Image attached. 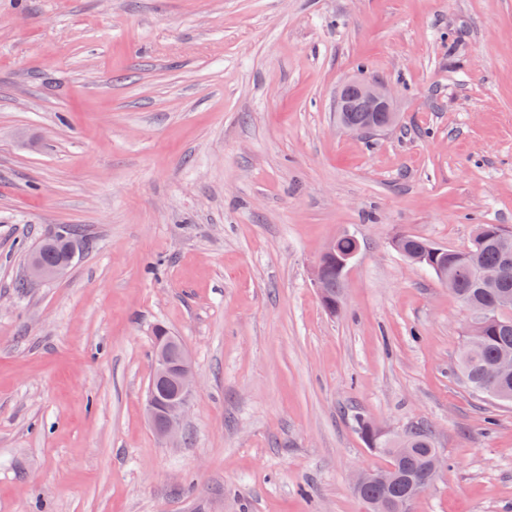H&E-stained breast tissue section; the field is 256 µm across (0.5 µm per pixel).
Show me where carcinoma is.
<instances>
[{
	"label": "carcinoma",
	"instance_id": "obj_1",
	"mask_svg": "<svg viewBox=\"0 0 512 512\" xmlns=\"http://www.w3.org/2000/svg\"><path fill=\"white\" fill-rule=\"evenodd\" d=\"M76 238V228L70 226L49 235L51 243L40 254L41 260L48 264L62 260L67 254L66 242ZM400 240L407 249L424 257L431 249L440 251L435 263L424 261L420 266L435 275L440 270H448L454 278L451 293L465 310H492L491 318L481 323L479 335L462 340L458 363L462 377L473 392L498 403L512 402V373L490 375L501 352L512 350V228L504 224H479L465 250L442 247L409 235ZM491 265L504 268L501 281L493 288L484 286L472 275V271ZM328 277L331 288L322 305L331 313L342 302L344 282L334 264L328 266ZM357 424L366 445L385 455L395 473V482L391 485L372 483L356 492L367 512H395L411 483L435 482L429 467L435 443L425 426L386 438L377 436L372 423L362 417L357 418Z\"/></svg>",
	"mask_w": 512,
	"mask_h": 512
}]
</instances>
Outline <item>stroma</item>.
Masks as SVG:
<instances>
[{
    "mask_svg": "<svg viewBox=\"0 0 512 512\" xmlns=\"http://www.w3.org/2000/svg\"><path fill=\"white\" fill-rule=\"evenodd\" d=\"M355 76L393 128L338 126ZM480 224L512 226V0H0V512H366L358 413L447 456L413 512H512V403L392 245ZM66 225L68 275L21 287ZM343 232L332 314L311 271ZM159 325L197 380L174 447ZM353 85L356 97L361 103V111L367 114L360 119H348L339 122L345 130L364 137L378 130L389 128L394 124L393 96L388 85L383 81L372 79H355L347 82L339 92L336 100L337 112H352L355 117L360 112H354L347 95ZM386 116V117H384ZM391 117V118H390ZM336 237H333L329 240L327 243V246L325 248V251L319 260V262L316 264V266L313 268L311 276L314 286L317 288L318 293L320 297H323L326 293V289L328 288L327 285V261L329 258L334 256L335 251V243H336V255L338 257H341L343 255L351 254L350 256L346 257L344 260L339 261V267L340 271L343 272V276L345 275V271L348 268L351 261L355 258L359 251V243L356 241V238L352 235L343 234L340 236L336 242ZM357 244V247H356Z\"/></svg>",
    "mask_w": 512,
    "mask_h": 512,
    "instance_id": "stroma-1",
    "label": "stroma"
}]
</instances>
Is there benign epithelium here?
Segmentation results:
<instances>
[{
    "mask_svg": "<svg viewBox=\"0 0 512 512\" xmlns=\"http://www.w3.org/2000/svg\"><path fill=\"white\" fill-rule=\"evenodd\" d=\"M354 88L356 97L365 112L359 119H348L340 126L345 130L364 137L394 124L393 96L388 85L372 79H355L347 82L339 92L336 111L350 112L352 106L348 97L349 88ZM336 239L327 243L325 251L313 268L311 276L319 295L326 293L327 261L334 256ZM79 254V245L71 246L70 258L64 263L45 264L38 260L28 262L25 273V287L63 278L72 267ZM153 375L157 382L171 385L173 396L168 402L165 413L159 414V405L153 391L147 392L145 415L161 440L174 444L182 438V422L190 408V400L196 392L197 383L192 361L187 349H182L180 360L175 362L169 354V344L158 342L154 346Z\"/></svg>",
    "mask_w": 512,
    "mask_h": 512,
    "instance_id": "obj_1",
    "label": "benign epithelium"
}]
</instances>
